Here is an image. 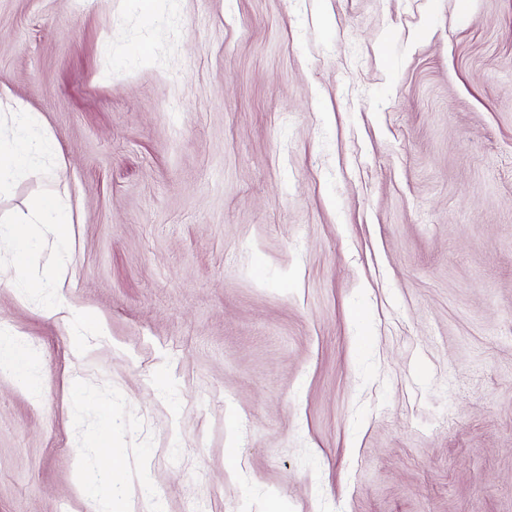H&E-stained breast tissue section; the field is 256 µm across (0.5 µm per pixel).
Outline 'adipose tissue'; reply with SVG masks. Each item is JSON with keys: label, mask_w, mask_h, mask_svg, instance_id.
<instances>
[{"label": "adipose tissue", "mask_w": 512, "mask_h": 512, "mask_svg": "<svg viewBox=\"0 0 512 512\" xmlns=\"http://www.w3.org/2000/svg\"><path fill=\"white\" fill-rule=\"evenodd\" d=\"M37 124L34 113L15 101L6 90L0 89V185L36 170L52 153V140L35 135ZM69 224L67 216L48 197L39 199L29 208L23 223L1 224L0 245H9L13 251L11 268L14 277L34 290L59 287V280L31 271L32 242L45 225L52 227L57 240H64Z\"/></svg>", "instance_id": "obj_1"}]
</instances>
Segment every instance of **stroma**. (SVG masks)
Listing matches in <instances>:
<instances>
[{"mask_svg": "<svg viewBox=\"0 0 512 512\" xmlns=\"http://www.w3.org/2000/svg\"><path fill=\"white\" fill-rule=\"evenodd\" d=\"M1 85L0 512H512V0H0ZM0 186L28 172L53 151L48 137L32 131L38 118L10 94L0 89ZM69 224L71 222L58 209L53 199L44 197L29 208L28 217L24 223H2L0 225V247L2 244H8L12 248L14 254L11 265L13 275L17 280L25 281L26 288L43 290L62 287L58 279L39 276L32 272L29 261L33 252L32 242L38 236L42 226H51L55 238L62 241L66 238ZM30 365L21 342L12 336H0V370L12 372L16 378L26 386H30V379L26 374L18 372L26 370Z\"/></svg>", "mask_w": 512, "mask_h": 512, "instance_id": "stroma-1", "label": "stroma"}]
</instances>
